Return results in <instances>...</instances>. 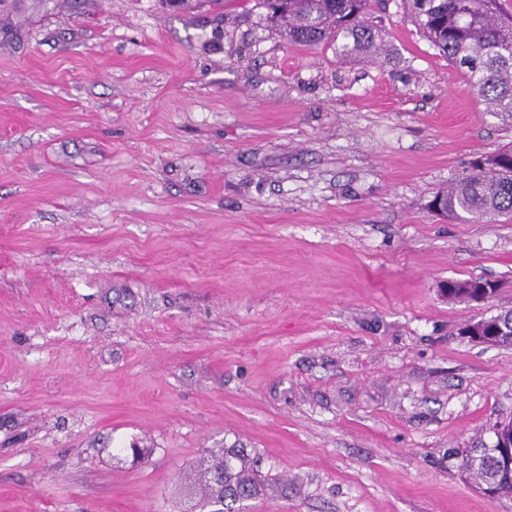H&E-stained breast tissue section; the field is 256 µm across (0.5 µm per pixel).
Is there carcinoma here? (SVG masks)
Returning a JSON list of instances; mask_svg holds the SVG:
<instances>
[{
	"instance_id": "cac0c4a2",
	"label": "carcinoma",
	"mask_w": 512,
	"mask_h": 512,
	"mask_svg": "<svg viewBox=\"0 0 512 512\" xmlns=\"http://www.w3.org/2000/svg\"><path fill=\"white\" fill-rule=\"evenodd\" d=\"M412 22L448 62L463 70L470 90L486 110L512 118V13L499 0H408ZM266 17L289 41L303 45L336 44V54L377 56L382 35L368 20L370 0H255ZM432 204L463 221L483 223L512 217V147L480 156L469 173L443 188ZM498 292L497 284L481 278L448 281V300L484 302ZM480 336H499L512 345V325L494 315L474 321ZM463 467L476 486L492 487L490 495L512 497V484H490L491 458L473 449ZM268 480L259 471L258 456L236 445L210 448L199 458L185 485L188 502L216 507L214 512H242L246 500L267 496Z\"/></svg>"
}]
</instances>
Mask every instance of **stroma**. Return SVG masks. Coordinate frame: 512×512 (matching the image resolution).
I'll return each instance as SVG.
<instances>
[{
  "label": "stroma",
  "mask_w": 512,
  "mask_h": 512,
  "mask_svg": "<svg viewBox=\"0 0 512 512\" xmlns=\"http://www.w3.org/2000/svg\"><path fill=\"white\" fill-rule=\"evenodd\" d=\"M370 19L342 58L252 0H0V512H184L234 442L248 512H512L462 467L512 418L463 332L512 309V218L430 208L512 119ZM497 284L481 278H469L463 280H448L444 288H448V301L465 299L470 302H484L493 298L499 288ZM463 287H470L462 291ZM268 490L258 456L237 445L205 450L185 485V495L192 503L189 509L201 501L222 506L214 512H242V502L263 498Z\"/></svg>",
  "instance_id": "stroma-1"
}]
</instances>
